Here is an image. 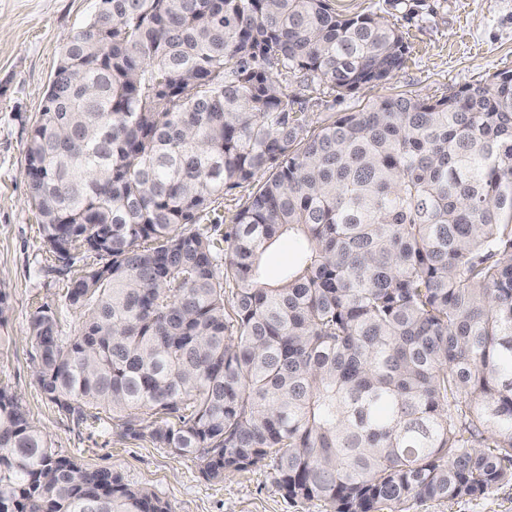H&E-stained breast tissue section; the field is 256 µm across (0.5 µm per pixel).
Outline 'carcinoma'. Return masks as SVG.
I'll return each mask as SVG.
<instances>
[{
	"label": "carcinoma",
	"mask_w": 512,
	"mask_h": 512,
	"mask_svg": "<svg viewBox=\"0 0 512 512\" xmlns=\"http://www.w3.org/2000/svg\"><path fill=\"white\" fill-rule=\"evenodd\" d=\"M68 39L24 171L86 316L29 324L47 399L290 499L404 512L512 483V71L313 128L276 67L379 86L406 43L329 0H106ZM262 184L222 238L224 188ZM298 258L274 281L280 238ZM0 512H171L56 454L0 386ZM296 256V242L288 236L281 238L266 254L265 262L269 277H275L281 269L294 263Z\"/></svg>",
	"instance_id": "cac0c4a2"
}]
</instances>
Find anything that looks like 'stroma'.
I'll return each mask as SVG.
<instances>
[{
    "mask_svg": "<svg viewBox=\"0 0 512 512\" xmlns=\"http://www.w3.org/2000/svg\"><path fill=\"white\" fill-rule=\"evenodd\" d=\"M99 6V0H0V384L17 396L56 453L117 470L126 483L156 492L171 512H326L322 502L285 497L268 463L225 472L219 482L207 479L191 458L155 447L150 437L127 438L115 426L74 421L38 383L32 317L51 307L70 332L84 317L61 300L70 274L55 261L29 201L26 143L68 37ZM332 6L379 15L399 29L406 62L388 84L346 97L329 94L321 82L276 72L312 125L326 113L349 112L380 97L441 99L512 70V0H332ZM407 512H512V483L477 497L414 503Z\"/></svg>",
    "mask_w": 512,
    "mask_h": 512,
    "instance_id": "1",
    "label": "stroma"
}]
</instances>
